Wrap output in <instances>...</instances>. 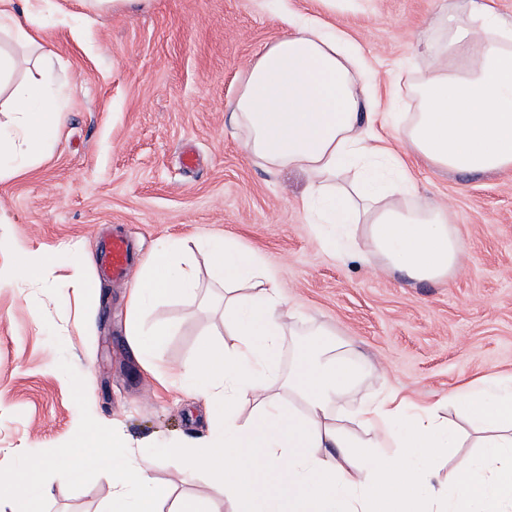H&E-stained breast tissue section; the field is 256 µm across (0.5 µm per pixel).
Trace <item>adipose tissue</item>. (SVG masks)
Returning <instances> with one entry per match:
<instances>
[{"label":"adipose tissue","instance_id":"1","mask_svg":"<svg viewBox=\"0 0 512 512\" xmlns=\"http://www.w3.org/2000/svg\"><path fill=\"white\" fill-rule=\"evenodd\" d=\"M47 2L0 0V35L8 39L0 45V179L33 165L63 119L48 57L35 74L17 77L29 64L16 48L36 42ZM415 52L427 67L379 94L362 45L305 15L246 65L229 110L247 154L268 170L307 175L302 206L328 250L437 282L454 271L462 245L447 208L419 197L409 165L512 169V18L484 0H452ZM403 91L415 102L405 115L392 106ZM377 122L403 152L373 132ZM198 247L208 260L205 287L182 239L164 241L143 263L128 294L127 334L164 389L203 399L206 431L178 447L174 463L207 473L223 499L171 498L152 480L154 456L135 452L119 432L106 436L107 456L92 454L96 434H79L78 455L58 469L63 479L106 467L112 496L104 512H159L166 499L169 512H512V376L487 374L451 390L456 416L445 422L437 404L395 391L348 407L377 370L342 342L306 338L258 253L219 235ZM203 292L221 309L224 342L202 341L192 358L165 364L170 330L147 326L148 315L158 301ZM289 336L298 344L286 345ZM464 422L478 452L443 468L446 450L463 445Z\"/></svg>","mask_w":512,"mask_h":512}]
</instances>
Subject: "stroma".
<instances>
[{"label": "stroma", "mask_w": 512, "mask_h": 512, "mask_svg": "<svg viewBox=\"0 0 512 512\" xmlns=\"http://www.w3.org/2000/svg\"><path fill=\"white\" fill-rule=\"evenodd\" d=\"M442 0H152L130 12L85 10L51 0L42 47L57 77L66 121L55 145L26 174L0 181V266L14 247L47 251L37 284L0 287V488L31 460L48 462L41 512H103L112 476L88 469L60 480L55 462L72 451L77 426L119 424L132 445L163 446L202 431L201 399L169 392L145 372L126 334L128 284L86 275L84 297L62 282L75 244L101 249L100 232L129 241L132 266L162 240L226 235L258 252L288 305L306 324L332 331L368 357L391 388L419 402L445 397L462 379L512 374V169L490 174L416 172L420 197L447 206L461 241L459 267L443 283H418L331 256L301 206L307 177L269 171L250 158L229 121L240 71L312 14L347 30L388 84L425 67L418 36ZM194 148V168L181 163ZM86 316L84 335L74 322ZM170 364L193 356L219 319L196 301L160 303ZM156 483L174 495L219 497L204 474L177 477L158 456Z\"/></svg>", "instance_id": "obj_1"}]
</instances>
